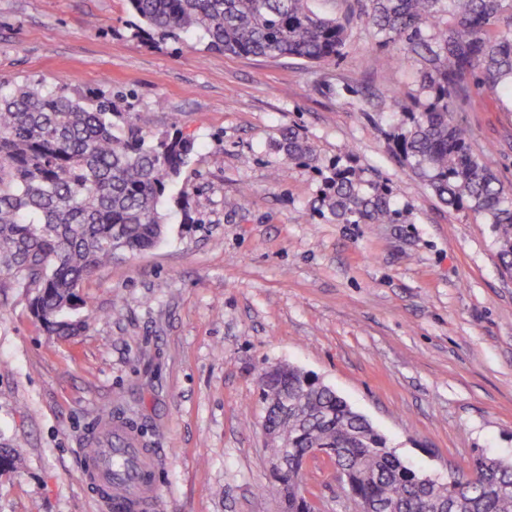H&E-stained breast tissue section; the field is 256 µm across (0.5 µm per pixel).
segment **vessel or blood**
<instances>
[{
  "instance_id": "vessel-or-blood-1",
  "label": "vessel or blood",
  "mask_w": 512,
  "mask_h": 512,
  "mask_svg": "<svg viewBox=\"0 0 512 512\" xmlns=\"http://www.w3.org/2000/svg\"><path fill=\"white\" fill-rule=\"evenodd\" d=\"M78 455L83 483L109 512H156V451L127 425L95 423Z\"/></svg>"
}]
</instances>
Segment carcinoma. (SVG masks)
I'll list each match as a JSON object with an SVG mask.
<instances>
[{
    "label": "carcinoma",
    "instance_id": "1",
    "mask_svg": "<svg viewBox=\"0 0 512 512\" xmlns=\"http://www.w3.org/2000/svg\"><path fill=\"white\" fill-rule=\"evenodd\" d=\"M313 0H129L135 35L196 36L233 55L287 56L323 70L346 45V25ZM373 34L403 45L420 69L419 94L392 134L399 163L427 181L439 202L493 225L502 267L512 272V194L495 173L494 151L475 143L464 112L472 89L512 103V0H358ZM279 146L291 162L316 153L292 128ZM194 140L178 126L153 140L115 111L37 84L0 93V288L34 293L45 328L70 336L84 327L68 313L85 303L79 284L117 254L156 247L169 220L166 189L188 165ZM392 190L364 170L336 168L323 207L342 224H406ZM296 395V413L267 428L288 433L286 473H273L282 512H314L305 458L319 448L336 479L368 512H512V460L481 456L468 473L435 483L405 465L386 438L330 386L285 365L260 392Z\"/></svg>",
    "mask_w": 512,
    "mask_h": 512
}]
</instances>
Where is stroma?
<instances>
[{
	"label": "stroma",
	"mask_w": 512,
	"mask_h": 512,
	"mask_svg": "<svg viewBox=\"0 0 512 512\" xmlns=\"http://www.w3.org/2000/svg\"><path fill=\"white\" fill-rule=\"evenodd\" d=\"M354 5L314 0L347 23L325 73L142 41L128 0H0V89L106 95L147 137L177 122L195 141L167 188L188 212L171 207L157 247L81 284L85 329L48 335L26 289L0 288V447L23 459L0 476V512H99L76 450L104 416L157 449L159 512H280L257 384L275 364L331 386L425 472L512 457V275L492 225L394 159L396 102L417 93L419 65ZM473 97L467 119L512 188V111ZM288 126L316 163L284 161ZM348 150L410 223L332 220L324 178Z\"/></svg>",
	"instance_id": "35a3bbf8"
}]
</instances>
